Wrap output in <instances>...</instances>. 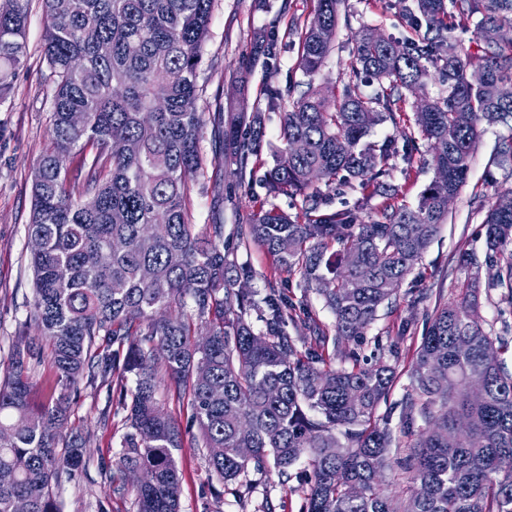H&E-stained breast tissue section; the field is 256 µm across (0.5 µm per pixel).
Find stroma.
<instances>
[{"mask_svg":"<svg viewBox=\"0 0 512 512\" xmlns=\"http://www.w3.org/2000/svg\"><path fill=\"white\" fill-rule=\"evenodd\" d=\"M403 6V0H345L335 41L315 78L316 85L339 90L348 83L354 36L361 29L372 28L399 40L410 37ZM314 7V0H214L197 71L198 106L206 119L200 152L209 161L220 153L221 144L215 134L220 114L240 101L245 102L248 111L261 115L262 147L258 158L252 159V172L245 181L237 180L234 164L228 161L224 164L223 185H216L210 178L194 185L189 204L193 223L221 222L229 236L259 207H274L291 215L300 212L301 197L271 194L266 182L275 154L283 145L280 126L283 111L292 103L290 90L304 79L298 67V45L281 36L271 63L259 60L247 68L243 57L256 33L273 27L282 32L291 23L310 17ZM44 27L41 0H32L26 24L27 60L13 79L12 91L0 97V370L8 364L14 337L38 333L26 226L32 207L33 172L50 142L52 128L54 83L42 54ZM269 86L284 93L275 110L268 109L263 94ZM511 131L502 124L486 129L466 183L448 206V221L414 273L399 287L391 304L380 310L363 338L343 342L342 354L332 361L335 367L346 366L348 354L353 353L368 364L383 359L398 368L390 399L377 412L380 425L391 430L396 443L390 453L393 465L385 471L384 482L398 500L410 492L402 462L411 453V438L404 434L400 422V402L410 388L409 370L427 320L458 293L469 274L460 265L461 257L484 256V214L478 205L492 203L498 194L512 190V166L499 168L493 162L499 137ZM369 139L378 144L393 140L401 146L417 140L419 152L411 167L405 172L393 171L389 178L396 190V203L416 205L435 172L428 144L420 138L413 107L405 106L399 123L385 121L375 126ZM325 193L330 209L354 208L362 222L379 217L383 199L371 190L352 191L334 184ZM235 253L238 262L252 270L249 286L257 296H264L273 286L284 289L297 308L306 309L327 335H334V317L314 289L301 287L297 278L261 247H239ZM130 398L123 382L109 386L80 383L69 427L85 437L86 448L81 466L72 478L62 481L57 494L60 512H136L133 496L116 491L117 486L131 482L118 463L126 432L124 403ZM174 457L181 477L180 512H263L268 503L274 512H303L307 478L302 467L285 475L272 467L253 470L240 482L224 486L210 480L204 450L193 433L184 435Z\"/></svg>","mask_w":512,"mask_h":512,"instance_id":"obj_1","label":"stroma"}]
</instances>
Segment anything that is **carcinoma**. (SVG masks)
<instances>
[{"label":"carcinoma","mask_w":512,"mask_h":512,"mask_svg":"<svg viewBox=\"0 0 512 512\" xmlns=\"http://www.w3.org/2000/svg\"><path fill=\"white\" fill-rule=\"evenodd\" d=\"M343 0H316L313 15L287 30L298 38L306 90L281 128L285 148L268 173L270 192L303 197L301 214L272 207L236 227L240 244L275 255L313 288L334 317L335 339L354 340L413 273L466 181L484 127L512 119V42L485 38L512 28V0H415L405 40L361 31L353 79L341 95L313 84L336 36ZM30 0H0V95L26 61ZM44 60L54 77L50 144L33 179L28 240L36 339L18 336L0 377V512L23 500L29 512H58L56 490L83 460L86 440L63 433L71 393L85 377L110 385L131 375L119 464L147 471L132 486L136 512H179L173 449L183 433L157 398L159 371L187 403L206 449L209 475L235 483L268 463L282 473L306 460L313 471L305 512H512V372L500 358L503 334L474 317L495 291L512 307V191L486 212L482 263L462 293L436 309L411 366L403 397L408 424L424 428L408 464L411 494L397 503L383 473L394 444L376 424L395 370L324 367L325 347L302 351L286 327L288 296L270 289L264 329L243 284L251 271L224 247V225L191 222L187 197L205 177L196 72L212 0H42ZM476 21L477 57L448 39L445 18ZM437 66L447 95L416 110L436 177L414 207L393 203L392 141L368 136L397 122L406 93ZM379 90L363 94L357 78ZM258 113L239 105L224 121V153L240 173L260 151ZM83 154L75 177L73 152ZM494 163L512 164V133ZM342 179L373 186L380 219L357 223L332 211L316 186ZM49 349L60 392L31 403V361Z\"/></svg>","instance_id":"1"}]
</instances>
